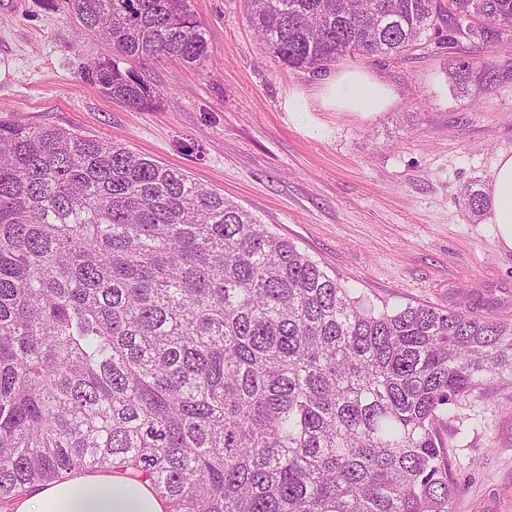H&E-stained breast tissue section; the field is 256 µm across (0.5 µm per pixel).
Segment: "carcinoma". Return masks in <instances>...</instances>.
<instances>
[{
	"label": "carcinoma",
	"mask_w": 512,
	"mask_h": 512,
	"mask_svg": "<svg viewBox=\"0 0 512 512\" xmlns=\"http://www.w3.org/2000/svg\"><path fill=\"white\" fill-rule=\"evenodd\" d=\"M84 71L146 109L141 65L209 55L190 0H63ZM277 61L398 59L431 34L450 78L497 75L512 0H245ZM512 385V320L375 311L182 169L0 116V506L74 471L132 470L168 512H456L438 425Z\"/></svg>",
	"instance_id": "carcinoma-1"
}]
</instances>
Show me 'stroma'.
<instances>
[{"label": "stroma", "mask_w": 512, "mask_h": 512, "mask_svg": "<svg viewBox=\"0 0 512 512\" xmlns=\"http://www.w3.org/2000/svg\"><path fill=\"white\" fill-rule=\"evenodd\" d=\"M211 52L201 67L146 66L152 108L112 102L83 70L104 48L77 36L47 0L0 11V115L78 128L222 189L271 231L376 309L472 305L512 320V251L473 216L464 191L485 190L512 153V50L473 48L498 78L476 90L448 77L434 42L399 60L346 58L394 89L361 117L318 112L304 133L281 104L321 77L275 62L246 21L244 0H190ZM459 488L457 512H512V387L452 408L439 426Z\"/></svg>", "instance_id": "stroma-1"}]
</instances>
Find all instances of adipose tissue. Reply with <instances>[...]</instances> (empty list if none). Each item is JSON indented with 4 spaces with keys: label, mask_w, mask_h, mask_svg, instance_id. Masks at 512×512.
<instances>
[{
    "label": "adipose tissue",
    "mask_w": 512,
    "mask_h": 512,
    "mask_svg": "<svg viewBox=\"0 0 512 512\" xmlns=\"http://www.w3.org/2000/svg\"><path fill=\"white\" fill-rule=\"evenodd\" d=\"M395 100L394 90L370 71L347 67L328 75L313 96L289 93L282 108L289 118L301 119L314 131V112H349L372 116L386 111ZM486 192L490 198L489 223L495 224L500 246L512 250V154H500ZM165 500L150 484L128 473L81 472L23 492L10 505L11 512H166Z\"/></svg>",
    "instance_id": "adipose-tissue-1"
}]
</instances>
